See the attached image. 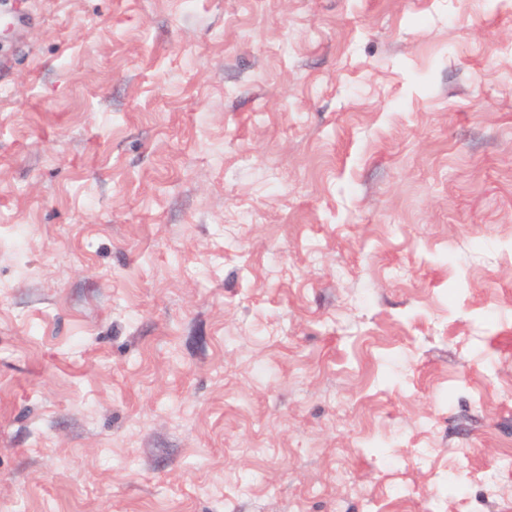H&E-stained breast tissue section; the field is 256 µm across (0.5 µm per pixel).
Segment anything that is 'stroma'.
Here are the masks:
<instances>
[{
  "instance_id": "1",
  "label": "stroma",
  "mask_w": 512,
  "mask_h": 512,
  "mask_svg": "<svg viewBox=\"0 0 512 512\" xmlns=\"http://www.w3.org/2000/svg\"><path fill=\"white\" fill-rule=\"evenodd\" d=\"M510 457L512 0H0V512H512Z\"/></svg>"
}]
</instances>
